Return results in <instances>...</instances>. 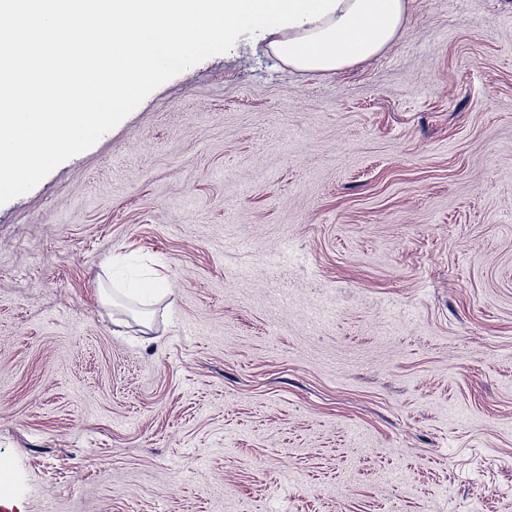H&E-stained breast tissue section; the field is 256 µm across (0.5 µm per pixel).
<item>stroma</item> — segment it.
Listing matches in <instances>:
<instances>
[{
  "mask_svg": "<svg viewBox=\"0 0 512 512\" xmlns=\"http://www.w3.org/2000/svg\"><path fill=\"white\" fill-rule=\"evenodd\" d=\"M269 41L0 205V512H512V0ZM342 2V3H341ZM320 21L274 29L272 52L290 68L307 73L337 74L371 59L397 37L406 0H341Z\"/></svg>",
  "mask_w": 512,
  "mask_h": 512,
  "instance_id": "stroma-1",
  "label": "stroma"
}]
</instances>
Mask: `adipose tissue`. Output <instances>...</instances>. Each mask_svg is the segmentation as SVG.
Here are the masks:
<instances>
[{
  "instance_id": "obj_1",
  "label": "adipose tissue",
  "mask_w": 512,
  "mask_h": 512,
  "mask_svg": "<svg viewBox=\"0 0 512 512\" xmlns=\"http://www.w3.org/2000/svg\"><path fill=\"white\" fill-rule=\"evenodd\" d=\"M406 7L407 0H341L320 21L274 32L269 46L290 68L335 74L389 46Z\"/></svg>"
}]
</instances>
